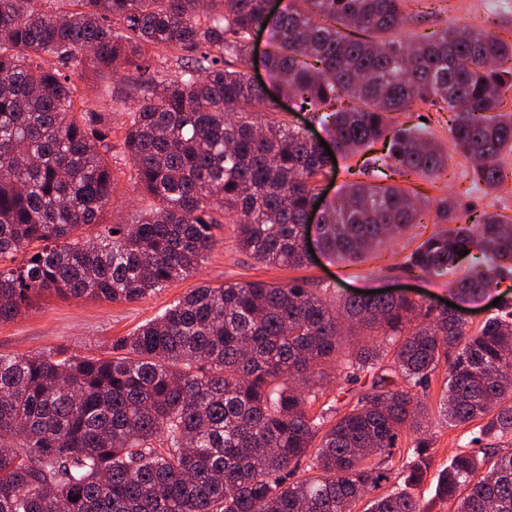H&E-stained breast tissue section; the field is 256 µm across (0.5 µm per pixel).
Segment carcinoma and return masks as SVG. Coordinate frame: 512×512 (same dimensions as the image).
I'll list each match as a JSON object with an SVG mask.
<instances>
[{"instance_id":"carcinoma-1","label":"carcinoma","mask_w":512,"mask_h":512,"mask_svg":"<svg viewBox=\"0 0 512 512\" xmlns=\"http://www.w3.org/2000/svg\"><path fill=\"white\" fill-rule=\"evenodd\" d=\"M421 0H0V323L33 297L143 299L189 276L216 243L221 210L241 247L269 265L309 261L303 225L347 158L388 144L317 227L330 257L361 260L383 238L421 223L420 199L371 180L398 172L434 179L448 148L489 189L512 149V42L472 27L420 39ZM269 35L265 67L278 91L327 130L333 155L301 129L259 122L277 100L230 69L253 32ZM172 52L174 67L153 55ZM128 73L110 98L70 79L82 55ZM130 178L157 207L131 224H103L124 170L112 164L106 102L127 106ZM444 104L449 144L396 129L392 112ZM452 228L405 257L409 274H447L468 250L492 260L454 284L481 297L512 274V218L436 201ZM379 342L342 361L346 384L370 382L353 404L311 417L315 378L336 360L345 326ZM448 365L440 413L481 422L437 475L455 512H512V298L475 329L456 311L404 294H359L335 310L308 283L201 285L99 356L59 348L0 354V512H353L405 456L399 487L365 512H427L415 490L432 440L414 390ZM411 424L419 436L399 448ZM317 475L291 480L302 461Z\"/></svg>"}]
</instances>
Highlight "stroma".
Returning <instances> with one entry per match:
<instances>
[{"label":"stroma","instance_id":"obj_1","mask_svg":"<svg viewBox=\"0 0 512 512\" xmlns=\"http://www.w3.org/2000/svg\"><path fill=\"white\" fill-rule=\"evenodd\" d=\"M432 10L426 23L418 28V36L427 37L445 27L472 24L502 39H512V0H434ZM466 167L463 158L456 155L449 159L444 175L432 182L413 176H392L391 184L417 192L425 205L424 221L375 249L362 261L329 259L316 252L300 268L266 265L240 248L236 226L228 219L218 229L217 242L206 260L188 277L134 302L74 300L55 294L35 298L22 315L0 324V353L33 356L65 348L80 355L99 354L111 341L132 334L189 289L202 284L266 282L285 286L298 279L316 288L333 307L359 290L388 289L429 305L454 300L453 275L422 274L414 278L402 270L401 264L411 250L432 234L441 232V225L434 222L435 202L440 197L450 194L472 211L512 217V155L504 161L507 176L493 193L474 188L463 175ZM154 205L149 195L124 176L112 194L105 220L110 224H127ZM447 375V366H439L429 386L419 393L428 408L426 430L433 448L430 470L416 493L432 512H448V505L435 498L436 476L454 454L466 448L473 430L469 424L449 426L439 412Z\"/></svg>","mask_w":512,"mask_h":512}]
</instances>
